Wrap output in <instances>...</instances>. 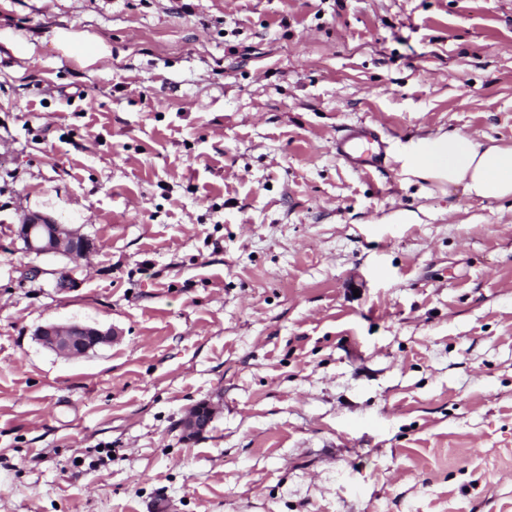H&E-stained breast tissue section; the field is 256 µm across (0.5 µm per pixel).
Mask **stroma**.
Listing matches in <instances>:
<instances>
[{"mask_svg": "<svg viewBox=\"0 0 512 512\" xmlns=\"http://www.w3.org/2000/svg\"><path fill=\"white\" fill-rule=\"evenodd\" d=\"M451 132L512 145V0H0V512H512V204L400 172ZM61 42L68 53L72 54L86 65L95 63L98 58L107 52L104 47L100 46L91 38L78 39L65 35L61 38ZM387 143L379 131L369 125L349 127L336 138V157L363 173L385 171ZM24 249L36 256L54 255L75 259L97 249L96 243L71 224H60L52 216L32 212L24 216L17 231ZM39 343L66 357H84L97 347L112 343L115 334L111 328L81 322L47 323L35 331ZM214 420V408L210 402L195 405L182 419L185 439H194L205 433Z\"/></svg>", "mask_w": 512, "mask_h": 512, "instance_id": "1", "label": "stroma"}]
</instances>
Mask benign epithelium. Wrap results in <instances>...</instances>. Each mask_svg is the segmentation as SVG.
<instances>
[{
    "label": "benign epithelium",
    "instance_id": "7a95c632",
    "mask_svg": "<svg viewBox=\"0 0 512 512\" xmlns=\"http://www.w3.org/2000/svg\"><path fill=\"white\" fill-rule=\"evenodd\" d=\"M24 249L36 256L54 255L74 259L97 249L96 243L71 224H60L52 216L32 212L24 216L17 231ZM39 343L66 357H84L90 351L112 342V329L81 322L47 323L35 331ZM214 420L209 402L195 405L182 419L184 438L194 439L205 433Z\"/></svg>",
    "mask_w": 512,
    "mask_h": 512
}]
</instances>
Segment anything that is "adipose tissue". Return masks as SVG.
Listing matches in <instances>:
<instances>
[{
    "instance_id": "1",
    "label": "adipose tissue",
    "mask_w": 512,
    "mask_h": 512,
    "mask_svg": "<svg viewBox=\"0 0 512 512\" xmlns=\"http://www.w3.org/2000/svg\"><path fill=\"white\" fill-rule=\"evenodd\" d=\"M403 167L410 173L442 179L473 198L512 199V145L481 142L451 132L417 140Z\"/></svg>"
}]
</instances>
